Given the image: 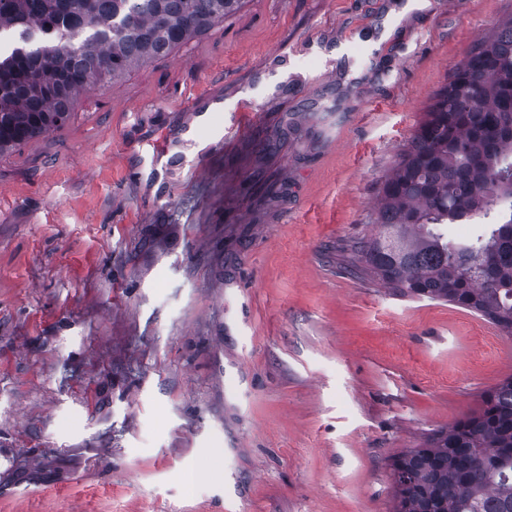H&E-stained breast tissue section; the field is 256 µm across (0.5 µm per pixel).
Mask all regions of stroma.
I'll use <instances>...</instances> for the list:
<instances>
[{
  "label": "stroma",
  "instance_id": "35a3bbf8",
  "mask_svg": "<svg viewBox=\"0 0 512 512\" xmlns=\"http://www.w3.org/2000/svg\"><path fill=\"white\" fill-rule=\"evenodd\" d=\"M406 3L246 0L0 154V512H393V459L512 374L511 336L354 251L512 15ZM189 93L264 119L198 149Z\"/></svg>",
  "mask_w": 512,
  "mask_h": 512
}]
</instances>
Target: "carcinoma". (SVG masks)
Masks as SVG:
<instances>
[{
  "label": "carcinoma",
  "instance_id": "cac0c4a2",
  "mask_svg": "<svg viewBox=\"0 0 512 512\" xmlns=\"http://www.w3.org/2000/svg\"><path fill=\"white\" fill-rule=\"evenodd\" d=\"M244 0H0V29L44 33L0 49V154L65 124L77 96L239 12ZM482 217L476 236L452 224ZM359 247L405 296L448 302L512 334V17L436 90L385 176ZM394 512H512V376L477 411L392 462Z\"/></svg>",
  "mask_w": 512,
  "mask_h": 512
}]
</instances>
